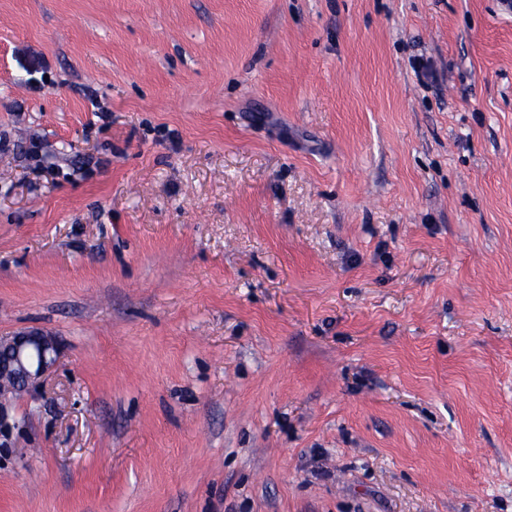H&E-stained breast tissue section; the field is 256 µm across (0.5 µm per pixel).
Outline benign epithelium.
Returning <instances> with one entry per match:
<instances>
[{
    "label": "benign epithelium",
    "mask_w": 512,
    "mask_h": 512,
    "mask_svg": "<svg viewBox=\"0 0 512 512\" xmlns=\"http://www.w3.org/2000/svg\"><path fill=\"white\" fill-rule=\"evenodd\" d=\"M59 355L54 337L39 329L0 336V398L28 393L54 367Z\"/></svg>",
    "instance_id": "1"
}]
</instances>
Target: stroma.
<instances>
[{
  "mask_svg": "<svg viewBox=\"0 0 512 512\" xmlns=\"http://www.w3.org/2000/svg\"><path fill=\"white\" fill-rule=\"evenodd\" d=\"M0 137V512H512L504 0H0ZM59 355L53 336L28 329L0 336V398L28 393L54 367Z\"/></svg>",
  "mask_w": 512,
  "mask_h": 512,
  "instance_id": "stroma-1",
  "label": "stroma"
}]
</instances>
